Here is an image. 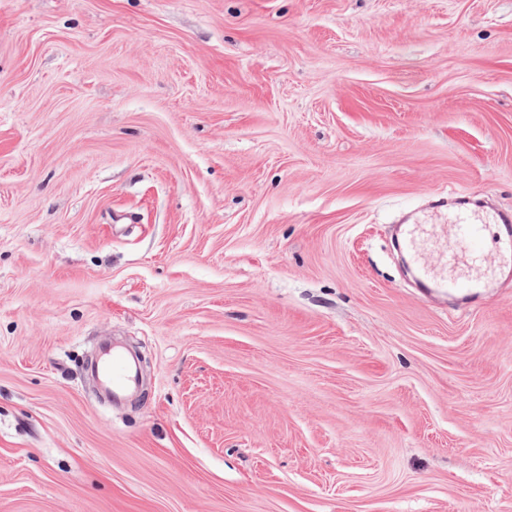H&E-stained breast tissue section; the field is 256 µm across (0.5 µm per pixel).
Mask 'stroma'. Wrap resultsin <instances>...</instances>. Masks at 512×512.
I'll return each instance as SVG.
<instances>
[{"label":"stroma","instance_id":"1","mask_svg":"<svg viewBox=\"0 0 512 512\" xmlns=\"http://www.w3.org/2000/svg\"><path fill=\"white\" fill-rule=\"evenodd\" d=\"M501 208L512 0H0V512H512ZM454 220L457 236L453 241H448L445 247L444 257L446 265L454 267L459 264L463 257H467L472 264L481 260L482 239L485 224L477 223L476 215L469 211H459ZM461 243L467 249L462 250ZM421 274L429 287L448 295L473 292L476 288H481L483 285L478 281L463 279L457 276H431L425 268L421 269ZM88 377H95L102 395L112 404L122 401L139 381L136 357L110 342L100 344L97 354L85 365Z\"/></svg>","mask_w":512,"mask_h":512}]
</instances>
